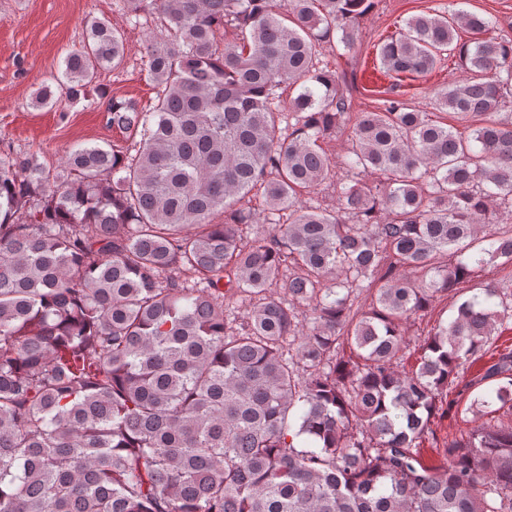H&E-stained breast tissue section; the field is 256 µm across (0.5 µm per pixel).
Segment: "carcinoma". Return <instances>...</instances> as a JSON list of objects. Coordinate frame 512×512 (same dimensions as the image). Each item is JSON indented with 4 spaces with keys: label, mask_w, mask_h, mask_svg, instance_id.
Wrapping results in <instances>:
<instances>
[{
    "label": "carcinoma",
    "mask_w": 512,
    "mask_h": 512,
    "mask_svg": "<svg viewBox=\"0 0 512 512\" xmlns=\"http://www.w3.org/2000/svg\"><path fill=\"white\" fill-rule=\"evenodd\" d=\"M122 3L168 32L146 47L155 104L110 99L125 143L55 173L0 153V512H512V425L448 441L440 467L417 452L512 318L477 282L512 264V41L420 14L380 47L397 77L458 57L437 105L464 136L398 99L351 117L318 49L351 48L375 0ZM123 58L87 20L35 105L105 97ZM341 127L350 182L311 205ZM439 295L452 314L405 373L404 328ZM470 388L512 409V353Z\"/></svg>",
    "instance_id": "obj_1"
}]
</instances>
